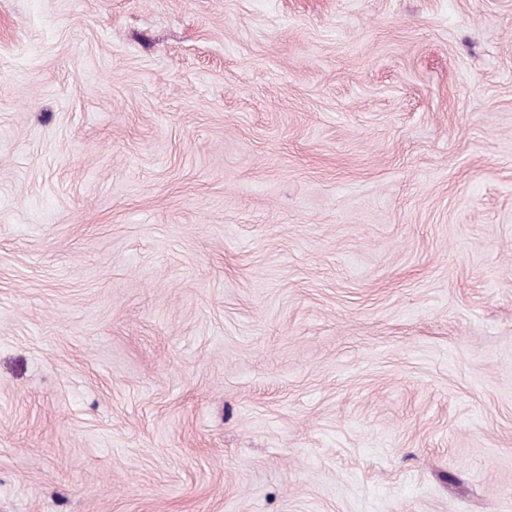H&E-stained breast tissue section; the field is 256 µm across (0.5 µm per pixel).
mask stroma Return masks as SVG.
Masks as SVG:
<instances>
[{
    "label": "stroma",
    "mask_w": 512,
    "mask_h": 512,
    "mask_svg": "<svg viewBox=\"0 0 512 512\" xmlns=\"http://www.w3.org/2000/svg\"><path fill=\"white\" fill-rule=\"evenodd\" d=\"M0 512H512V0H0Z\"/></svg>",
    "instance_id": "1"
}]
</instances>
